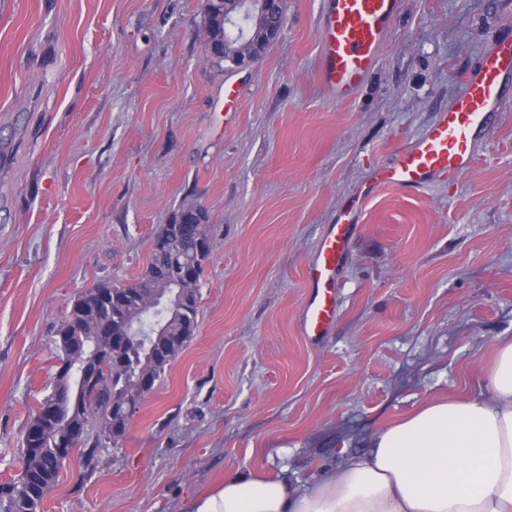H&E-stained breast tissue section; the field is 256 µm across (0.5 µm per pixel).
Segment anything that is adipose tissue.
<instances>
[{
	"instance_id": "obj_1",
	"label": "adipose tissue",
	"mask_w": 512,
	"mask_h": 512,
	"mask_svg": "<svg viewBox=\"0 0 512 512\" xmlns=\"http://www.w3.org/2000/svg\"><path fill=\"white\" fill-rule=\"evenodd\" d=\"M488 383L491 399L427 401L307 483L237 471L182 512H512V340Z\"/></svg>"
}]
</instances>
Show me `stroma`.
Instances as JSON below:
<instances>
[{"label":"stroma","mask_w":512,"mask_h":512,"mask_svg":"<svg viewBox=\"0 0 512 512\" xmlns=\"http://www.w3.org/2000/svg\"><path fill=\"white\" fill-rule=\"evenodd\" d=\"M320 2L286 0L280 35L240 68L204 63L205 0H0V483L72 300L138 278L183 200L212 226L194 335L119 444L91 471L72 456L39 512H181L239 470L303 483L429 398H490L483 365L512 338V111L463 176L377 190L334 327L314 343L301 319L345 201L507 26L488 0H404L339 103L318 78Z\"/></svg>","instance_id":"1"}]
</instances>
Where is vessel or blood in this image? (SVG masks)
Listing matches in <instances>:
<instances>
[{"label": "vessel or blood", "mask_w": 512, "mask_h": 512, "mask_svg": "<svg viewBox=\"0 0 512 512\" xmlns=\"http://www.w3.org/2000/svg\"><path fill=\"white\" fill-rule=\"evenodd\" d=\"M401 0H323L319 19V79L336 100L352 99L374 72L383 37L401 11ZM512 108V34L493 40L463 78V89L428 133L395 153L379 185L411 191L433 177L467 172L476 146L500 112ZM365 202L351 200L307 266L312 294L303 311L305 335L327 334L336 321L333 274L341 266Z\"/></svg>", "instance_id": "obj_1"}]
</instances>
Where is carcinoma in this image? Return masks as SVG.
Instances as JSON below:
<instances>
[{
  "label": "carcinoma",
  "instance_id": "obj_1",
  "mask_svg": "<svg viewBox=\"0 0 512 512\" xmlns=\"http://www.w3.org/2000/svg\"><path fill=\"white\" fill-rule=\"evenodd\" d=\"M249 25L243 17L228 30L220 15L205 11L206 44L227 47L212 64L261 57L255 48L258 36L244 39ZM193 208L191 221L164 224L157 235L171 243L169 262L197 268L194 280L170 277L162 270L164 258L153 250L144 274L123 285L120 295L112 296L113 284H98L97 303L75 299L56 330L52 393L58 401L57 426L79 432L77 450L86 467L94 466L100 449L119 443L127 429L126 403L137 409L193 335L206 257L201 247L212 243L207 212L197 204ZM177 283L193 299L189 315L172 308ZM39 422L40 416H31L21 432V470L17 478L0 483V512H38L69 459L59 453L55 434L31 433Z\"/></svg>",
  "mask_w": 512,
  "mask_h": 512
}]
</instances>
